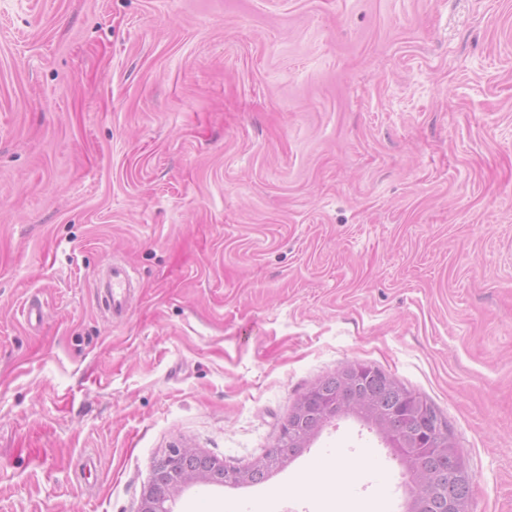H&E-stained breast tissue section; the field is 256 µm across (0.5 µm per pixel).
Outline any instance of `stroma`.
Returning a JSON list of instances; mask_svg holds the SVG:
<instances>
[{"instance_id":"obj_1","label":"stroma","mask_w":512,"mask_h":512,"mask_svg":"<svg viewBox=\"0 0 512 512\" xmlns=\"http://www.w3.org/2000/svg\"><path fill=\"white\" fill-rule=\"evenodd\" d=\"M356 363L445 418L467 512H512V0H0V512H137L167 448L248 465ZM408 496L344 417L175 509ZM136 287L131 268L119 260H113L107 264L96 279V288H100L103 292L112 318L116 320L126 316L129 295ZM349 365L336 371V373L327 376L318 381L322 395L328 400L333 398L350 399L351 394L349 391L343 389L342 374ZM284 462L285 458L279 455L277 448H270L263 456L257 458L249 465L227 468L225 481L237 484L246 483L250 480V473L253 467L277 468L281 467Z\"/></svg>"}]
</instances>
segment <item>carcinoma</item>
I'll list each match as a JSON object with an SVG mask.
<instances>
[{
    "mask_svg": "<svg viewBox=\"0 0 512 512\" xmlns=\"http://www.w3.org/2000/svg\"><path fill=\"white\" fill-rule=\"evenodd\" d=\"M342 374L343 370L340 369L319 380L322 395L329 400L349 399L351 393H356L362 400L371 403L382 416L390 419V436L393 439L399 441L414 436V432L421 424L428 425L430 429L437 431L439 436L448 431L445 420L434 406L422 397L419 398V402L426 407V415L422 418L408 419L396 414L395 408L408 389L381 370L366 366L351 392L343 389ZM324 424V415L308 412L300 418L298 426L303 432H311L321 429ZM403 452L415 459L414 468L407 471L408 485L419 488L420 493L424 495L423 512H443L449 503L463 512L466 510L473 479L462 476L464 466L456 450L447 453L433 447L426 440L417 447L403 449Z\"/></svg>",
    "mask_w": 512,
    "mask_h": 512,
    "instance_id": "obj_1",
    "label": "carcinoma"
}]
</instances>
